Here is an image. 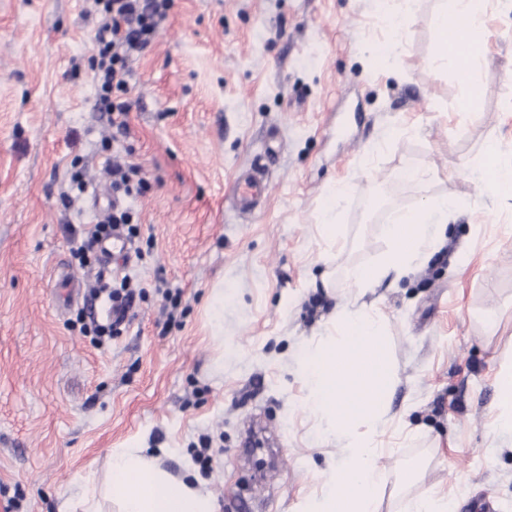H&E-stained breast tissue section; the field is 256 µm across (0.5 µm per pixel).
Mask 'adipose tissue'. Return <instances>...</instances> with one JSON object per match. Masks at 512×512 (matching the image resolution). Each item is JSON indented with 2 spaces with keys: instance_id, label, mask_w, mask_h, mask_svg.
Segmentation results:
<instances>
[{
  "instance_id": "ef3b65f1",
  "label": "adipose tissue",
  "mask_w": 512,
  "mask_h": 512,
  "mask_svg": "<svg viewBox=\"0 0 512 512\" xmlns=\"http://www.w3.org/2000/svg\"><path fill=\"white\" fill-rule=\"evenodd\" d=\"M488 0H447L437 17L439 28H447L449 19L460 18L465 26L455 42L449 43L443 66L456 69L466 81H476L487 60L488 50L478 33L483 29ZM484 188L496 196L512 190V160L505 158L498 143H488L483 151ZM448 214L447 203L420 211L395 213L382 225L388 248L371 266L349 269L348 279L362 288L389 273L406 275L425 262L441 244ZM202 480L173 478L155 458L136 448L113 451L104 486H83L79 503L83 512H103V499H112L116 512H216L213 499L204 492Z\"/></svg>"
}]
</instances>
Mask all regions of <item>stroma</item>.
Returning <instances> with one entry per match:
<instances>
[{"label":"stroma","instance_id":"1","mask_svg":"<svg viewBox=\"0 0 512 512\" xmlns=\"http://www.w3.org/2000/svg\"><path fill=\"white\" fill-rule=\"evenodd\" d=\"M441 0H173L133 64L127 199L144 287L104 345L105 305L72 239L112 203L108 115L94 108L95 0H0V512H61L113 449H167L201 472L217 512H300L342 450L308 408L296 361L339 313L387 317L397 372L379 463L380 512L435 492L512 512V434H493L496 373L512 358V197H487L475 164L512 150V0L489 11L478 109L440 66ZM95 181L72 207L73 166ZM429 180L401 179L405 167ZM264 170L251 217L228 201ZM448 203L447 238L407 277L360 288L398 210ZM336 208V237L320 226ZM68 273L86 290L58 300ZM214 461L193 457L201 436Z\"/></svg>","mask_w":512,"mask_h":512}]
</instances>
